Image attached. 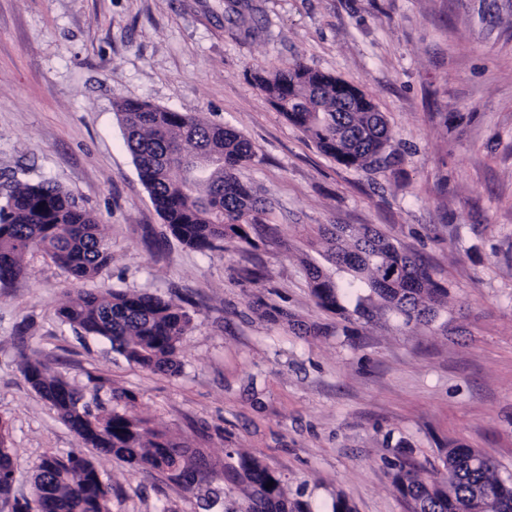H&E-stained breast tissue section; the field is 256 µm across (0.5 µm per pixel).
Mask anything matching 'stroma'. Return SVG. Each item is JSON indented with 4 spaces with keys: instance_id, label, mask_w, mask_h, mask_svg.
<instances>
[{
    "instance_id": "stroma-1",
    "label": "stroma",
    "mask_w": 512,
    "mask_h": 512,
    "mask_svg": "<svg viewBox=\"0 0 512 512\" xmlns=\"http://www.w3.org/2000/svg\"><path fill=\"white\" fill-rule=\"evenodd\" d=\"M259 29L224 0H0V194L50 181L96 216L112 262L77 282L40 252L0 288V423L15 482L0 512L33 500L34 467L78 448L31 388L25 356L86 396L130 391L150 426L212 464L248 451L312 512L344 494L354 512H406L388 462L462 444L512 479V0H250ZM352 82L392 130L384 170L346 167L277 112L253 79L293 61ZM141 100L234 128L240 169L270 207L258 247L199 252L169 236L128 151L117 105ZM318 224H370L426 258L448 290L430 325L351 328L309 294L301 259ZM261 265L254 285L246 268ZM139 290L184 305L193 327L169 376L77 334L57 309L78 291ZM289 313L270 321L255 298ZM317 324L321 336L298 333ZM95 464L111 512H244L215 478L189 492L165 475Z\"/></svg>"
}]
</instances>
